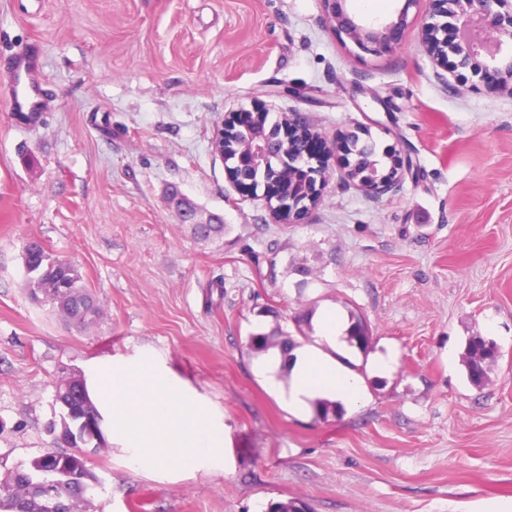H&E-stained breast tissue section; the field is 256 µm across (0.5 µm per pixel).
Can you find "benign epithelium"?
I'll use <instances>...</instances> for the list:
<instances>
[{
	"mask_svg": "<svg viewBox=\"0 0 512 512\" xmlns=\"http://www.w3.org/2000/svg\"><path fill=\"white\" fill-rule=\"evenodd\" d=\"M350 0H323L327 22L338 37H346L359 49L375 55L393 51L414 25L419 27V42L433 63L443 69H453L458 81L464 83L480 71H492L499 83L512 89V0H401L402 6L392 14L375 20H367L351 10ZM414 15H409L410 9ZM266 111L263 106L251 110L232 112L221 127L213 133L214 145L219 154H224V140L240 127L248 134L242 153L249 156L251 165L267 168V164L281 167L289 173H304V182L310 190L302 202L290 198L279 199L276 185L263 182L264 198L272 205L277 219L285 215L299 217L317 204L322 190L329 181L327 165L302 168L298 163L307 153V143L318 139L324 146L325 155L340 153L344 180L368 194H380L400 183L405 173L411 171V161L393 145L382 151L389 166L382 168L377 163L373 149H357L363 164L358 166L347 160V148L361 140L373 141L370 132L361 128L340 141H327L306 127L297 115L286 114L280 121V138L290 140L293 133L299 134L298 150L293 155L274 157L278 150L269 136L260 129H250L248 116ZM98 449L81 448L73 454L69 450H54L57 458H66L68 463L56 470L48 471V477L35 482L31 489L55 509L62 507L61 498H71V493L83 494L88 485L85 474L90 455Z\"/></svg>",
	"mask_w": 512,
	"mask_h": 512,
	"instance_id": "7a95c632",
	"label": "benign epithelium"
}]
</instances>
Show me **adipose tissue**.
Returning <instances> with one entry per match:
<instances>
[{"label":"adipose tissue","mask_w":512,"mask_h":512,"mask_svg":"<svg viewBox=\"0 0 512 512\" xmlns=\"http://www.w3.org/2000/svg\"><path fill=\"white\" fill-rule=\"evenodd\" d=\"M312 325L311 342L286 355L277 349L266 353L261 369L269 386L298 416L310 412L319 400L348 411L358 409L364 402L365 389L360 375L347 365L355 354L347 342V319L326 304L314 313Z\"/></svg>","instance_id":"ef3b65f1"}]
</instances>
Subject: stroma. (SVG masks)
I'll return each instance as SVG.
<instances>
[{
  "instance_id": "stroma-1",
  "label": "stroma",
  "mask_w": 512,
  "mask_h": 512,
  "mask_svg": "<svg viewBox=\"0 0 512 512\" xmlns=\"http://www.w3.org/2000/svg\"><path fill=\"white\" fill-rule=\"evenodd\" d=\"M39 43L43 123L0 102V479L53 445L62 376L149 349L224 414L225 466L165 479L92 456L87 512H488L512 504V93L458 82L408 32L373 56L338 38L322 0H0V86ZM263 103L332 138L368 128L413 168L390 191L341 163L304 219L239 194L212 142ZM177 187L223 217L195 240ZM76 263L102 308L81 332L31 300L22 249ZM328 302L369 322L356 411L292 415L246 342ZM267 306L273 316L258 315ZM492 339L469 383V337ZM393 348L395 372L370 374ZM498 356V347L492 340L483 336L468 339L464 356L469 382L476 387L483 386L489 380L491 365Z\"/></svg>"
}]
</instances>
